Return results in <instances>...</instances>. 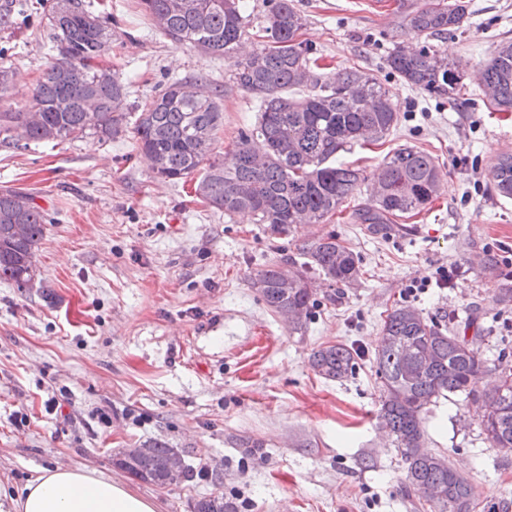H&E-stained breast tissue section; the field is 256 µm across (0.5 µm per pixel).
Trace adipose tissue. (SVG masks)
Instances as JSON below:
<instances>
[{"label":"adipose tissue","mask_w":512,"mask_h":512,"mask_svg":"<svg viewBox=\"0 0 512 512\" xmlns=\"http://www.w3.org/2000/svg\"><path fill=\"white\" fill-rule=\"evenodd\" d=\"M0 512H156V504L96 471L53 465L1 500Z\"/></svg>","instance_id":"obj_1"}]
</instances>
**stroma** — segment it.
I'll return each instance as SVG.
<instances>
[{
    "label": "stroma",
    "mask_w": 512,
    "mask_h": 512,
    "mask_svg": "<svg viewBox=\"0 0 512 512\" xmlns=\"http://www.w3.org/2000/svg\"><path fill=\"white\" fill-rule=\"evenodd\" d=\"M8 2L0 67L14 76L0 112L31 106L54 54L45 32L52 0L0 5ZM83 2L109 12L102 62L126 81L128 122L168 83L198 76L224 92L216 157L257 125V102L233 82L229 62L171 42L137 0ZM426 2L295 0L301 37L329 73L365 72L397 100L398 127L338 160L368 174L407 145L432 155L444 175L431 205L377 234L349 219L359 194L324 223L271 235L252 213L227 216L201 202L194 179L155 178L129 130L107 142L0 141V191L31 193L49 220L32 281H0L1 490L58 463L125 481L158 512H193L210 493L236 498L241 512H430L404 496L402 451L378 427L373 355L387 314L407 303L429 319L475 317L485 357L512 365V305L494 302L501 281L481 263L488 253L512 258V199L490 182L499 156L512 153V112L488 109L477 79L499 41L512 38V0H465L462 28L435 39L463 73L453 104L386 66L393 44L414 37L406 13ZM324 234L357 255L361 274L348 284L318 281L317 304L296 330L266 306L252 277L301 260L303 246ZM446 265L464 268L462 280L406 299L407 285ZM336 343L360 354L343 381L309 364L314 349ZM60 395L62 414L47 411ZM422 427L428 450L475 486L474 512H512V452L491 446L464 395L439 398ZM147 441L175 448L191 478L160 487L114 464L118 451ZM250 443L262 452L248 453Z\"/></svg>",
    "instance_id": "obj_1"
}]
</instances>
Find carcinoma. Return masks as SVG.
Masks as SVG:
<instances>
[{
  "label": "carcinoma",
  "mask_w": 512,
  "mask_h": 512,
  "mask_svg": "<svg viewBox=\"0 0 512 512\" xmlns=\"http://www.w3.org/2000/svg\"><path fill=\"white\" fill-rule=\"evenodd\" d=\"M56 0L47 17V36L56 55L42 70L31 112H0L4 140L66 141L87 135L108 141L126 121L127 89L117 73L105 78L100 66L111 40L103 21L96 29L84 23L82 0ZM152 23L171 41L219 55L231 63L234 82L252 94L261 112L258 126L240 135L234 149L217 159L198 149L194 135L208 129L218 135L224 123L223 91L188 98L169 83L145 105L135 122L136 147L148 154L156 177L174 181L197 176L195 192L209 206L233 214L254 213L273 234L286 235L294 224H321L367 185L368 197L351 213L355 224L371 233L395 217L418 214L442 189L434 159L411 146L386 156L373 177L336 160L345 147L361 140L378 141L399 124L388 88L377 78L340 70L321 80L313 75V48L299 40L304 18L294 0H267L265 41L248 55L237 47L249 34L243 0H184L186 8L170 10L172 0H141ZM466 5L429 3L406 16L419 41L397 44L387 66L409 87L430 96L454 99L459 91V64L438 55L432 40L459 30ZM483 101L495 112H512V41L501 42L481 74ZM495 193L512 198V153H504L491 172ZM24 198L27 203H19ZM48 223L30 194L0 192V281L23 288L32 280L36 256ZM304 262L277 264L253 277L266 305L295 327L303 325L316 304L310 272L330 283L345 284L359 274L354 253L332 234L303 249ZM484 337L459 333L425 318L405 305L386 317L374 362L382 380L378 425L404 449L405 494L417 492L431 512H470L475 486L453 469L448 458L421 451L425 447L422 414L440 397L463 393L481 400L479 420L492 447L512 452V384L499 383L491 393L476 388L486 367ZM310 365L327 379L342 381L355 370L357 356L344 344L313 351ZM174 449L159 442L136 453L120 452L114 463L131 476L158 486L171 484L167 465ZM193 512H241L234 498L209 494Z\"/></svg>",
  "instance_id": "1"
}]
</instances>
